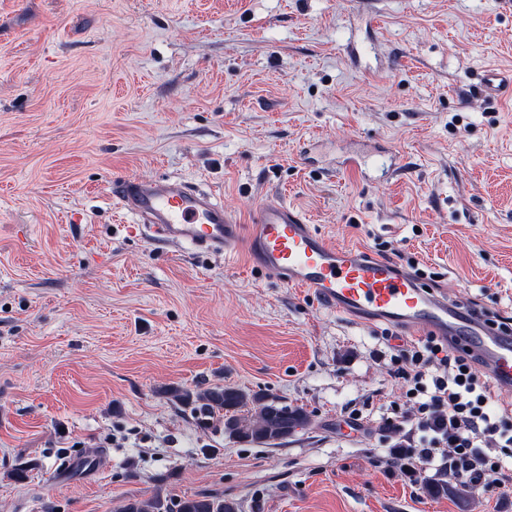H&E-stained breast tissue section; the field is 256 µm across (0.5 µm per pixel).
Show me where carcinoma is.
<instances>
[{
	"instance_id": "obj_1",
	"label": "carcinoma",
	"mask_w": 512,
	"mask_h": 512,
	"mask_svg": "<svg viewBox=\"0 0 512 512\" xmlns=\"http://www.w3.org/2000/svg\"><path fill=\"white\" fill-rule=\"evenodd\" d=\"M172 398L192 409L208 423L217 416L224 433L243 442H257L268 446L282 444L307 420V413L299 407H289L280 399L266 393H247L231 386H214L203 391L171 388ZM232 499L207 495L186 497L170 507L159 498L128 499L118 505L115 512H237Z\"/></svg>"
}]
</instances>
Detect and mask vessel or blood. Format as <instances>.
<instances>
[{
    "label": "vessel or blood",
    "mask_w": 512,
    "mask_h": 512,
    "mask_svg": "<svg viewBox=\"0 0 512 512\" xmlns=\"http://www.w3.org/2000/svg\"><path fill=\"white\" fill-rule=\"evenodd\" d=\"M481 87L490 98L512 95V72L485 71ZM110 192L153 241L228 258L247 252L252 265L308 291L341 317L384 323L404 337L430 334L450 349L465 350L502 394H512V336L490 327L482 312L422 287L415 272L330 243L280 197L265 200L245 227L212 191L178 178L118 181ZM104 460V452L88 451L59 464L56 475L64 480L79 469L90 477Z\"/></svg>",
    "instance_id": "1"
}]
</instances>
